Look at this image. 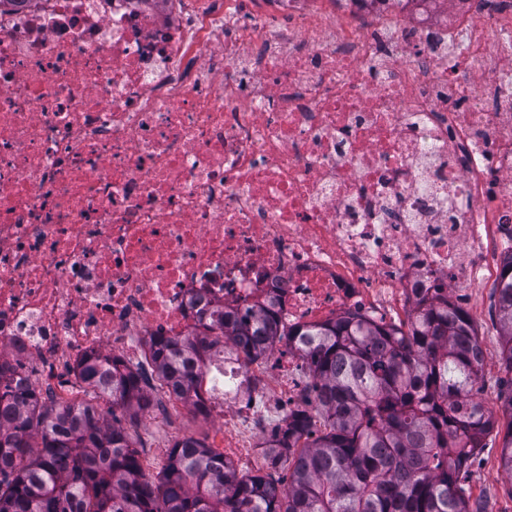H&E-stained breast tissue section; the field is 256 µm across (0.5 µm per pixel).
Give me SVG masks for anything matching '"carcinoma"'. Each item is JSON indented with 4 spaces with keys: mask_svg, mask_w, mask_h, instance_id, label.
I'll return each instance as SVG.
<instances>
[{
    "mask_svg": "<svg viewBox=\"0 0 512 512\" xmlns=\"http://www.w3.org/2000/svg\"><path fill=\"white\" fill-rule=\"evenodd\" d=\"M502 359L512 367V254L494 282ZM294 337L305 345L316 415L294 411L275 426L263 455L288 482L240 475L204 442L168 449L158 483L118 425L114 407L152 406L136 371L97 355L76 379L112 404L47 405L0 370V512H481L467 485L470 456L497 420L480 400L484 352L469 313L446 296L422 303L408 329L339 318L290 327L262 311L242 319L222 307L185 337L151 341L167 389L198 414L199 360L229 340L250 360ZM500 465L512 478V379ZM38 448L33 452L32 448Z\"/></svg>",
    "mask_w": 512,
    "mask_h": 512,
    "instance_id": "cac0c4a2",
    "label": "carcinoma"
}]
</instances>
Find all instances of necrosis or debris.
Here are the masks:
<instances>
[{"instance_id": "1", "label": "necrosis or debris", "mask_w": 512, "mask_h": 512, "mask_svg": "<svg viewBox=\"0 0 512 512\" xmlns=\"http://www.w3.org/2000/svg\"><path fill=\"white\" fill-rule=\"evenodd\" d=\"M275 5L0 11V363L51 401L217 306L393 323L512 250V6ZM302 365L285 341L213 355L220 434L308 407Z\"/></svg>"}]
</instances>
